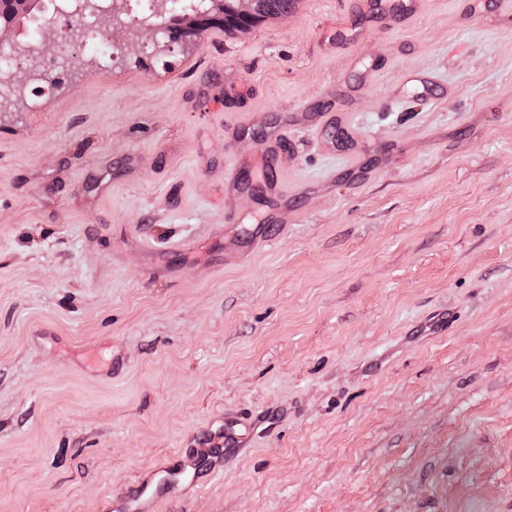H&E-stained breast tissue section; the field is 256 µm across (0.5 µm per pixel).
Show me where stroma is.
Wrapping results in <instances>:
<instances>
[{
    "label": "stroma",
    "instance_id": "1",
    "mask_svg": "<svg viewBox=\"0 0 512 512\" xmlns=\"http://www.w3.org/2000/svg\"><path fill=\"white\" fill-rule=\"evenodd\" d=\"M298 0L118 57L46 34L0 108V512H512V11ZM345 112L363 148L292 129ZM452 314L447 332L427 329ZM251 427L224 448V422ZM308 123L317 124L322 128L336 127V114L333 112H321L320 114L310 116L304 112H298L285 121L265 141L264 156L269 163V168L273 169L282 165L284 159L282 141L288 135L290 127L294 128Z\"/></svg>",
    "mask_w": 512,
    "mask_h": 512
}]
</instances>
